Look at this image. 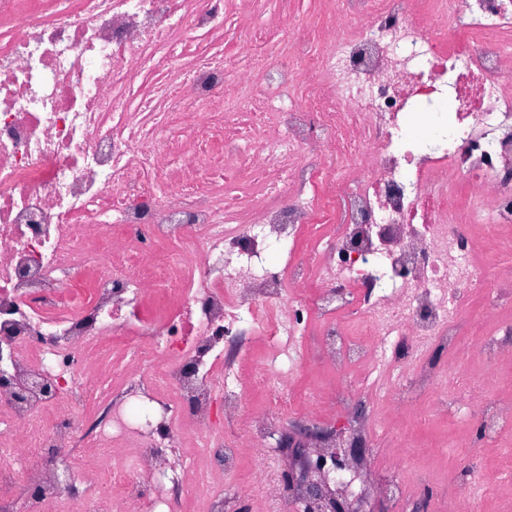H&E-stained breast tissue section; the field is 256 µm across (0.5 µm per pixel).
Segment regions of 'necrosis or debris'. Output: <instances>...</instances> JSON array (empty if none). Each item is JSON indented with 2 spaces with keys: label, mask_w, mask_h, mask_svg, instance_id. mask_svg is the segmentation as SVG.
<instances>
[{
  "label": "necrosis or debris",
  "mask_w": 512,
  "mask_h": 512,
  "mask_svg": "<svg viewBox=\"0 0 512 512\" xmlns=\"http://www.w3.org/2000/svg\"><path fill=\"white\" fill-rule=\"evenodd\" d=\"M317 2L0 0V512H224L228 474L306 512L266 441L314 359L371 429L495 449L448 512L512 489V316L463 343L512 288V0ZM356 437L310 451L321 512ZM455 429L451 422L438 421L428 426L420 427L416 429L413 435L414 441L424 448H432L431 445L435 440V437L439 434H446L448 441L455 436Z\"/></svg>",
  "instance_id": "4bbe7bcc"
}]
</instances>
